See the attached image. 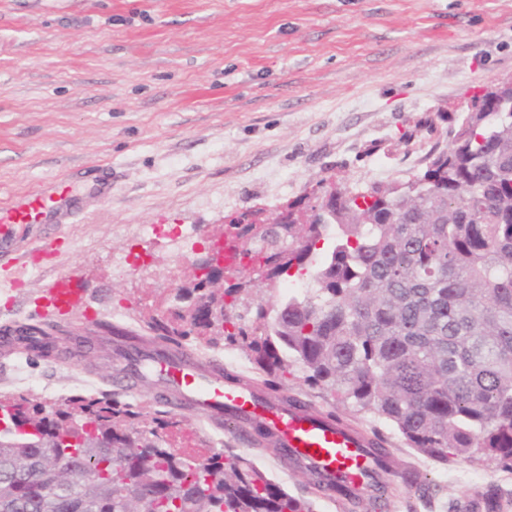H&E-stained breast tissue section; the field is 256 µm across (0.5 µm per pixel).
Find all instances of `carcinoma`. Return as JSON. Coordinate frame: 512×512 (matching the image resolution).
<instances>
[{
  "label": "carcinoma",
  "mask_w": 512,
  "mask_h": 512,
  "mask_svg": "<svg viewBox=\"0 0 512 512\" xmlns=\"http://www.w3.org/2000/svg\"><path fill=\"white\" fill-rule=\"evenodd\" d=\"M451 139L435 143L405 183L336 188L309 224L261 235L266 280L309 272L298 295L251 302L242 285L194 277L191 328L152 325L158 353L195 329L211 343H241L276 393L294 365L304 382L390 423L407 447L439 463H493L512 471V106L474 96ZM99 327L129 344L139 336ZM69 330L57 321L4 326L28 356L49 359ZM148 412L114 398L75 396L59 405L19 396L0 405V512H314L334 498L344 512H374L416 488L438 486L408 469L383 475L389 448L366 449L377 480L356 488L278 448L250 422L246 440L307 478L308 500L288 493L251 461L202 459L146 436Z\"/></svg>",
  "instance_id": "1"
}]
</instances>
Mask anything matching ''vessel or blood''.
Segmentation results:
<instances>
[{
    "mask_svg": "<svg viewBox=\"0 0 512 512\" xmlns=\"http://www.w3.org/2000/svg\"><path fill=\"white\" fill-rule=\"evenodd\" d=\"M61 208L47 192L24 195L19 201L0 207V252L8 248L11 231L17 224H48L56 220ZM63 246L59 238L39 241L30 251V266L44 268L57 257ZM81 294L72 281L56 275L42 297L44 314L64 313L78 303ZM143 375L156 378L164 388L174 391L185 411L212 422L224 418L262 423L282 447L292 449L311 463L363 485L374 470L366 452L367 433L349 423L330 421L313 411H300L281 401L267 398L249 383L237 384L184 349L165 355L149 354L135 361Z\"/></svg>",
    "mask_w": 512,
    "mask_h": 512,
    "instance_id": "1",
    "label": "vessel or blood"
}]
</instances>
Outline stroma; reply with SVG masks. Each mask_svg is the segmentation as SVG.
Masks as SVG:
<instances>
[{"mask_svg": "<svg viewBox=\"0 0 512 512\" xmlns=\"http://www.w3.org/2000/svg\"><path fill=\"white\" fill-rule=\"evenodd\" d=\"M512 77V0H0V206L65 180L77 207L62 223L18 224L15 253L41 237L69 241L54 266L26 269L0 326L40 319L44 288L62 272L81 291L64 320L76 333L109 322L150 340L153 322L187 306L192 265L212 241L252 248L237 223L278 214L322 183L361 189L408 181L471 97ZM112 170V199L94 193ZM164 234H152V225ZM185 238L176 251L172 237ZM139 267L120 272L124 257ZM181 345L247 375L239 345ZM111 347L91 359L0 354V397L60 402L108 393ZM284 395L319 413L378 429L397 462L439 485L432 504L387 512H448L491 486L512 500V473L442 464L406 447L372 412H355L293 368ZM161 435L196 455L233 449L295 496L305 478L200 416L161 406Z\"/></svg>", "mask_w": 512, "mask_h": 512, "instance_id": "1", "label": "stroma"}]
</instances>
